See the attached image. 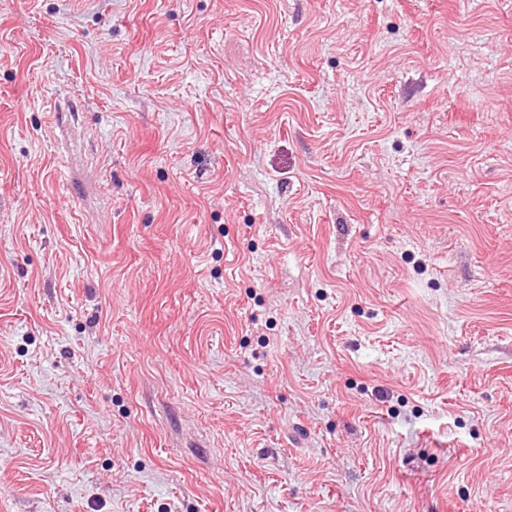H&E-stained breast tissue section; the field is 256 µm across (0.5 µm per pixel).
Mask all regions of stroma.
<instances>
[{
  "label": "stroma",
  "mask_w": 512,
  "mask_h": 512,
  "mask_svg": "<svg viewBox=\"0 0 512 512\" xmlns=\"http://www.w3.org/2000/svg\"><path fill=\"white\" fill-rule=\"evenodd\" d=\"M0 512H512V0H0Z\"/></svg>",
  "instance_id": "stroma-1"
}]
</instances>
